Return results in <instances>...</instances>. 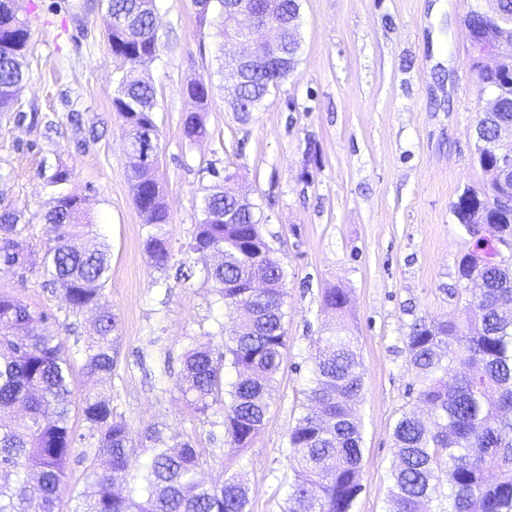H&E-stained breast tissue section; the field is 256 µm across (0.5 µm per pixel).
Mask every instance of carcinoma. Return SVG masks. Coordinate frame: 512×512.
<instances>
[{"label":"carcinoma","instance_id":"1","mask_svg":"<svg viewBox=\"0 0 512 512\" xmlns=\"http://www.w3.org/2000/svg\"><path fill=\"white\" fill-rule=\"evenodd\" d=\"M107 42L124 67L113 109L126 126L131 182L137 209L147 227L144 249L164 271L170 259L166 226L169 212L160 189L141 181L137 155L158 145L156 91L139 69L158 55L154 0H106ZM18 0H0V112L10 111L26 77L30 28L18 16ZM471 44L512 50V33L488 19L475 0L467 13ZM283 46L288 68L272 65L242 77V112H257L280 88L297 63L302 43L297 25ZM499 92L494 114L476 118V161L493 163L488 150L502 125L512 127V73L491 80ZM196 110L187 113L183 134L193 142L206 134L208 87L187 85ZM73 169L56 167L46 179L53 205L43 214L48 245L33 258L18 229L20 215L0 206V270L40 264L50 284L72 311L94 315L93 336L82 355V370L101 380L112 376L120 349L118 319L104 294L111 271L110 247L90 236L86 199L67 190ZM460 224L478 223L477 195L452 205ZM202 220L188 253L206 258L215 247L221 258L196 271L178 269L190 280L200 274L228 321L219 325L224 352L215 355L205 331L189 337L179 390L205 422L218 415L227 444L242 451L264 426L276 390L286 345L283 311L286 275L272 257L255 205L224 191L220 181L200 200ZM484 220L500 235H512V214ZM468 293L451 320L416 321L406 336L409 365L419 385L418 399L430 408L424 422L405 412L393 429L395 459L390 470L389 512H431L441 485L448 487L449 512H512V273L470 262L457 269ZM268 280L261 294L245 288L249 280ZM350 299L329 288L324 309L335 323L318 338L305 390V411L288 430L284 512H352L362 490V431L355 416L363 390L362 364L349 336ZM75 362L60 340L59 325L36 313L20 298L0 292V512H61L59 490L77 439L70 426ZM81 420L97 437L98 452L88 457V484L73 512H250L242 474L206 486L198 477L206 451L180 433L152 430L133 435L106 397L86 396ZM151 458L139 462L137 449ZM138 471V487L117 490L113 478Z\"/></svg>","mask_w":512,"mask_h":512}]
</instances>
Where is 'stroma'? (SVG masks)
I'll return each mask as SVG.
<instances>
[{
	"instance_id": "1",
	"label": "stroma",
	"mask_w": 512,
	"mask_h": 512,
	"mask_svg": "<svg viewBox=\"0 0 512 512\" xmlns=\"http://www.w3.org/2000/svg\"><path fill=\"white\" fill-rule=\"evenodd\" d=\"M473 0H302V51L264 108L228 111L216 17L194 0H155L160 55L145 72L156 90L161 163L155 176L170 214L165 271L144 251L142 218L127 179L124 127L112 110L122 75L107 45L104 0H19L31 30L28 77L0 112V202L22 213L35 254L47 247L45 178L73 168L71 192L86 197L111 248L105 294L120 322L122 351L111 379L84 373L75 396L111 399L134 433L178 432L213 450L204 482L244 471L251 512H281L291 471L286 435L303 411V388L323 333L325 289L350 297L349 323L363 364L362 491L353 512H388L393 429L402 413H428L404 338L421 318L449 319L464 305L456 262L472 243L452 204L488 175L474 161V125L485 105L466 15ZM210 88L207 134L191 142L186 86ZM238 171L274 257L286 273L287 346L277 393L260 434L233 452L222 428L203 423L178 389L191 336L216 331L224 310L201 277L177 279L199 200L215 172ZM41 268L0 271V289L56 319L67 352L91 332Z\"/></svg>"
}]
</instances>
